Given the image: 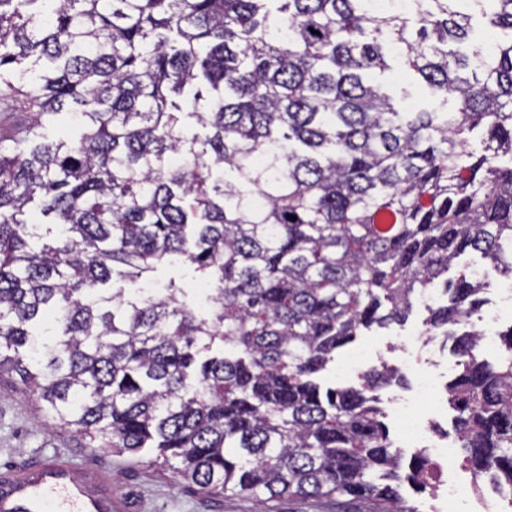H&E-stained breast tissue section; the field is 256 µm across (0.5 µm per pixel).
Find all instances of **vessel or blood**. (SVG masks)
Here are the masks:
<instances>
[{"instance_id":"b4317fda","label":"vessel or blood","mask_w":512,"mask_h":512,"mask_svg":"<svg viewBox=\"0 0 512 512\" xmlns=\"http://www.w3.org/2000/svg\"><path fill=\"white\" fill-rule=\"evenodd\" d=\"M101 479L77 478L71 462L52 457L0 473V512H127L125 498L101 492Z\"/></svg>"}]
</instances>
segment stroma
<instances>
[{"instance_id": "35a3bbf8", "label": "stroma", "mask_w": 512, "mask_h": 512, "mask_svg": "<svg viewBox=\"0 0 512 512\" xmlns=\"http://www.w3.org/2000/svg\"><path fill=\"white\" fill-rule=\"evenodd\" d=\"M356 346L367 350L375 362L398 368L405 377L402 385L377 393L390 436L397 442L403 441L405 426L392 399L414 398L416 373H427L442 385L459 372L455 357L437 340L424 338L404 349L395 333L378 331L359 337ZM85 443L74 430L51 425L35 395L22 385L0 380V471L63 455L72 461L76 473L96 470L110 477L113 490L130 502L131 512H255L252 500L204 493L177 482L171 471L151 465L149 454L93 453Z\"/></svg>"}]
</instances>
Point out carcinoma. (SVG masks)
<instances>
[{
    "label": "carcinoma",
    "mask_w": 512,
    "mask_h": 512,
    "mask_svg": "<svg viewBox=\"0 0 512 512\" xmlns=\"http://www.w3.org/2000/svg\"><path fill=\"white\" fill-rule=\"evenodd\" d=\"M0 101L32 113L0 136V376L53 425L262 507L419 512L429 462L374 395L398 371L319 374L435 288L459 453L512 490V326L482 353L488 282L448 277L512 278V0H0ZM175 265L196 298L139 287ZM266 508L269 512H336V499L312 502L285 497L269 502Z\"/></svg>",
    "instance_id": "1"
}]
</instances>
